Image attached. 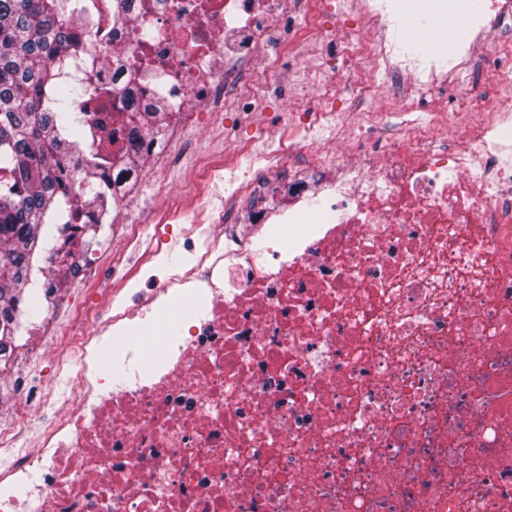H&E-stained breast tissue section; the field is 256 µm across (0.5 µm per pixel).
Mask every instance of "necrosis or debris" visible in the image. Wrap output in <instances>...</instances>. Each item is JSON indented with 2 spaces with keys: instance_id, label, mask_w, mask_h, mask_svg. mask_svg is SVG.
Returning a JSON list of instances; mask_svg holds the SVG:
<instances>
[{
  "instance_id": "4bbe7bcc",
  "label": "necrosis or debris",
  "mask_w": 512,
  "mask_h": 512,
  "mask_svg": "<svg viewBox=\"0 0 512 512\" xmlns=\"http://www.w3.org/2000/svg\"><path fill=\"white\" fill-rule=\"evenodd\" d=\"M355 5L359 30L323 26L326 0H83L71 75L113 97L84 139L126 145L129 87L165 121L143 128L120 193L66 199L34 260L40 319L0 352V512H512V96L491 91L512 83V48L491 43L480 85L473 42L448 71L422 66L376 0ZM313 42L342 70L297 87L318 97L304 118L269 112L274 74ZM228 107L265 116L238 197L311 144L339 173L259 249L247 225L268 217L226 201L220 151L190 162L199 210L133 213L142 179L168 196L159 139L185 145ZM178 221L189 263L140 290ZM114 332L154 339L118 389L102 375ZM51 340L66 398L25 397L19 365Z\"/></svg>"
}]
</instances>
